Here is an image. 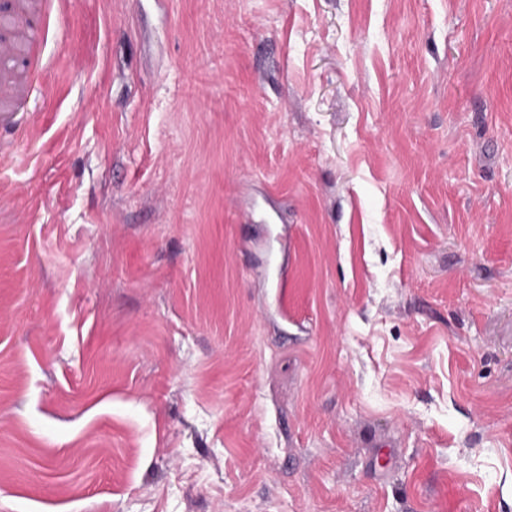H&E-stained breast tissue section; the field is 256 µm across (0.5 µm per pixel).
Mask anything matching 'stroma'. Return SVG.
<instances>
[{
	"instance_id": "1",
	"label": "stroma",
	"mask_w": 512,
	"mask_h": 512,
	"mask_svg": "<svg viewBox=\"0 0 512 512\" xmlns=\"http://www.w3.org/2000/svg\"><path fill=\"white\" fill-rule=\"evenodd\" d=\"M0 69V512H512V0H0Z\"/></svg>"
}]
</instances>
